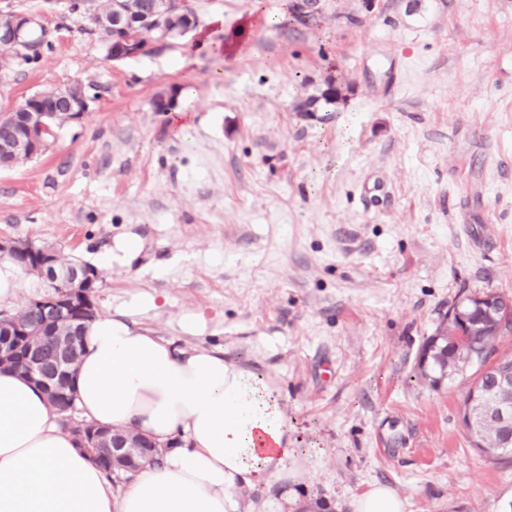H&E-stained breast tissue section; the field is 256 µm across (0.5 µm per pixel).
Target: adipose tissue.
Wrapping results in <instances>:
<instances>
[{
	"instance_id": "adipose-tissue-1",
	"label": "adipose tissue",
	"mask_w": 512,
	"mask_h": 512,
	"mask_svg": "<svg viewBox=\"0 0 512 512\" xmlns=\"http://www.w3.org/2000/svg\"><path fill=\"white\" fill-rule=\"evenodd\" d=\"M147 295L95 319L74 377L81 420L135 431L160 463L116 489L20 373L0 371V512H299L285 479L297 450L273 377L222 348L180 346L137 327Z\"/></svg>"
}]
</instances>
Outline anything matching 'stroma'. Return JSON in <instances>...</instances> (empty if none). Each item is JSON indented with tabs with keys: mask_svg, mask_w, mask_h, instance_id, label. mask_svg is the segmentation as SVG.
<instances>
[{
	"mask_svg": "<svg viewBox=\"0 0 512 512\" xmlns=\"http://www.w3.org/2000/svg\"><path fill=\"white\" fill-rule=\"evenodd\" d=\"M189 3L191 32L113 62L56 0L61 35L0 71V112L76 81L98 96L0 169V242L91 264L140 238L102 271L99 315L154 295L139 327L274 374L328 512L376 483L404 512H512V463L462 420L473 372L435 389L416 370L460 291L512 297V0ZM139 251V241L133 237L125 236L115 241L114 249L97 257L96 267L101 270H108L113 263L128 265L135 259ZM474 448L487 460L502 462L512 460V445L510 448H500L504 436L498 430L478 428L470 432Z\"/></svg>",
	"mask_w": 512,
	"mask_h": 512,
	"instance_id": "stroma-1",
	"label": "stroma"
}]
</instances>
